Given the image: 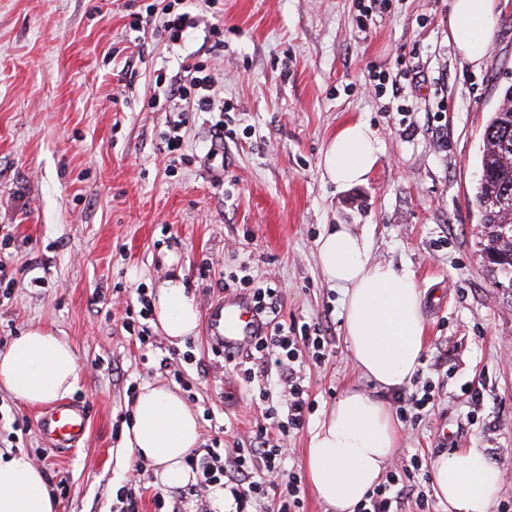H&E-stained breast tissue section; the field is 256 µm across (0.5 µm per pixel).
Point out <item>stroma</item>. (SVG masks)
<instances>
[{
    "mask_svg": "<svg viewBox=\"0 0 512 512\" xmlns=\"http://www.w3.org/2000/svg\"><path fill=\"white\" fill-rule=\"evenodd\" d=\"M153 2L0 0V235L13 236L16 269L0 288V350L35 325L66 336L82 368L70 398L89 414L79 448L52 450L37 429L43 407L1 391L0 416L30 428L0 450L38 459L58 512H113L123 488L135 489V512H154L158 492L185 495L193 512L189 485H164L122 456L140 387H187L204 449L247 440L285 396L275 381L243 380L245 354L226 361L203 328L184 342L193 362L175 379L159 367L174 346L153 328L141 344L124 309L179 271L207 314L246 264L278 289L276 323L316 324L327 339L324 362L299 366L313 409L284 468L303 478L300 512H331L307 478L312 431L346 390L396 401L353 362L343 296L318 266L325 226L349 224L422 294L427 338L407 390L429 384L435 399L399 422L392 463L430 467L481 448L512 472V288L491 270L472 203L484 129L512 86V0H499L478 66L448 40L451 0H219L186 47L157 19L130 30ZM213 26L224 45L202 61L224 110L186 113L184 164L164 147L177 115L154 105L155 77ZM359 119L377 133L378 165L339 188L322 156Z\"/></svg>",
    "mask_w": 512,
    "mask_h": 512,
    "instance_id": "35a3bbf8",
    "label": "stroma"
}]
</instances>
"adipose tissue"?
<instances>
[{
	"instance_id": "adipose-tissue-1",
	"label": "adipose tissue",
	"mask_w": 512,
	"mask_h": 512,
	"mask_svg": "<svg viewBox=\"0 0 512 512\" xmlns=\"http://www.w3.org/2000/svg\"><path fill=\"white\" fill-rule=\"evenodd\" d=\"M495 0H452L449 37L467 62L484 59ZM378 162V140L364 122L341 128L323 155L329 180L345 188L365 182ZM326 281L341 290L346 340L356 365L378 386L397 391L421 365L426 333L420 290L405 270L373 262V242L351 225L326 229L316 241ZM155 326L175 345L194 336L199 311L182 275L156 289ZM80 363L65 338L36 326L0 352V389L32 406L72 393ZM195 413L172 389L144 385L124 429V452L144 458L168 485L186 483L184 458L196 448ZM398 443L388 404L364 392L337 400L310 438L308 469L319 499L335 512H354L378 482ZM436 495L450 512H491L503 482L502 470L479 448L441 456L433 467ZM0 512H56L43 474L25 454L0 455Z\"/></svg>"
}]
</instances>
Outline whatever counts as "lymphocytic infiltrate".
Returning a JSON list of instances; mask_svg holds the SVG:
<instances>
[{"mask_svg": "<svg viewBox=\"0 0 512 512\" xmlns=\"http://www.w3.org/2000/svg\"><path fill=\"white\" fill-rule=\"evenodd\" d=\"M160 14L169 40L178 45L191 40L199 26V17L186 0H167ZM213 84L211 71L190 53L175 74L158 84L155 102L163 107L181 100L195 112H220L224 106L215 100ZM303 355L318 362L325 357L324 337L312 334L309 327H302L296 335L276 325L267 335L259 337L246 353L252 365L245 368L244 374L252 379L256 374L276 370L279 384L288 392L286 413L267 407L268 424L251 436L248 447H212L203 457L193 456L188 460L201 489L228 488L235 503L234 512H244L251 501L258 502L261 512H300L301 478L284 475L282 463L287 454L288 434L303 427L311 408L296 369ZM421 467V462L416 460L411 468L391 469L385 481L357 506L356 512H402L410 472Z\"/></svg>", "mask_w": 512, "mask_h": 512, "instance_id": "f902f5d3", "label": "lymphocytic infiltrate"}]
</instances>
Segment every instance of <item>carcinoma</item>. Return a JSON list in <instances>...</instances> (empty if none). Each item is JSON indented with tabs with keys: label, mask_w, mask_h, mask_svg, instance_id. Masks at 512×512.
<instances>
[{
	"label": "carcinoma",
	"mask_w": 512,
	"mask_h": 512,
	"mask_svg": "<svg viewBox=\"0 0 512 512\" xmlns=\"http://www.w3.org/2000/svg\"><path fill=\"white\" fill-rule=\"evenodd\" d=\"M480 165L474 203L486 229L484 252L494 257L493 271L512 274V232L502 229L512 222V86L501 93L484 130Z\"/></svg>",
	"instance_id": "cac0c4a2"
}]
</instances>
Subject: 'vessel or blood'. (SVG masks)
<instances>
[{
    "label": "vessel or blood",
    "mask_w": 512,
    "mask_h": 512,
    "mask_svg": "<svg viewBox=\"0 0 512 512\" xmlns=\"http://www.w3.org/2000/svg\"><path fill=\"white\" fill-rule=\"evenodd\" d=\"M262 332L261 322L249 299L224 301L214 317L211 341L225 355L249 346ZM38 430L52 448H75L84 440L88 419L83 404L61 403L38 421Z\"/></svg>",
    "instance_id": "obj_1"
}]
</instances>
